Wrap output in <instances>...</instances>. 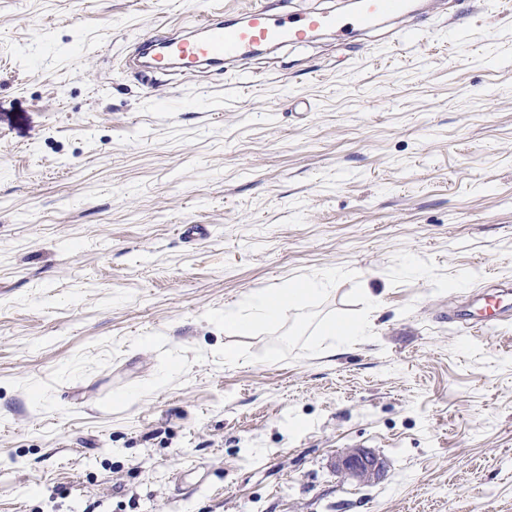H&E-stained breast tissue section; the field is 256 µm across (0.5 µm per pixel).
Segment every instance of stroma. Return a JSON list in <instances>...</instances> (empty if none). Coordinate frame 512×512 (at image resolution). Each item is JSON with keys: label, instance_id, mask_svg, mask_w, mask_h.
<instances>
[{"label": "stroma", "instance_id": "1", "mask_svg": "<svg viewBox=\"0 0 512 512\" xmlns=\"http://www.w3.org/2000/svg\"><path fill=\"white\" fill-rule=\"evenodd\" d=\"M425 2L231 75L130 60L205 0H0V512H512V320L445 317L512 286V0ZM314 283L294 282L288 288H279L273 294H260L253 298L252 304L257 312V321L242 318L224 311L225 332H249L258 328L257 322H272L280 318L282 310L298 307L302 300L318 291ZM338 471L353 479L370 482L379 479L383 473L382 463L365 448H352L338 460Z\"/></svg>", "mask_w": 512, "mask_h": 512}]
</instances>
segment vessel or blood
<instances>
[{
  "label": "vessel or blood",
  "mask_w": 512,
  "mask_h": 512,
  "mask_svg": "<svg viewBox=\"0 0 512 512\" xmlns=\"http://www.w3.org/2000/svg\"><path fill=\"white\" fill-rule=\"evenodd\" d=\"M407 12L406 0H364L361 10L351 17H336L321 13H273L267 0H258L244 12L242 21H228L223 11L206 10L199 21L201 38L180 35L179 32L155 38L143 37L140 41L144 53L150 54L155 68H166L171 60L182 66L194 67L205 63L234 65L250 56L254 46L276 43L283 39L305 40L310 32L321 27L335 29L339 39H347L353 32L369 28L376 19H397ZM495 312L490 319H483L479 310L449 309V321L468 329H482L488 321L512 319V307L506 294L497 295Z\"/></svg>",
  "instance_id": "obj_1"
}]
</instances>
